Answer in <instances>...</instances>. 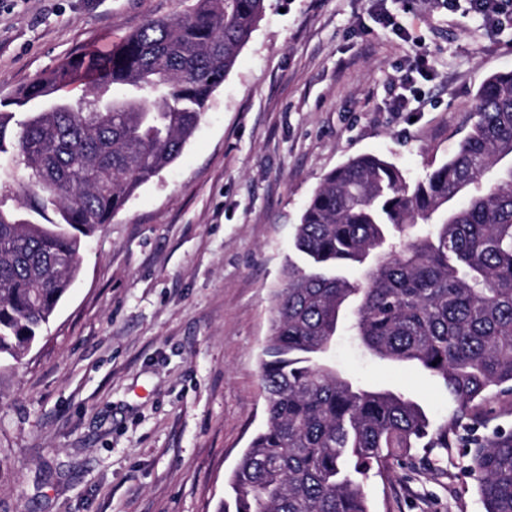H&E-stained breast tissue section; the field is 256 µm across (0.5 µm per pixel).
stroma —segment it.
Here are the masks:
<instances>
[{
  "label": "stroma",
  "instance_id": "obj_1",
  "mask_svg": "<svg viewBox=\"0 0 512 512\" xmlns=\"http://www.w3.org/2000/svg\"><path fill=\"white\" fill-rule=\"evenodd\" d=\"M194 0H0V102ZM389 14L396 36L378 23ZM407 110L391 103L417 56ZM512 71V24L488 32L440 0H268L180 158L87 238L80 275L22 361L0 362V512H214L267 420L259 379L292 233L323 177L385 157L413 180L455 152L483 81ZM345 375L455 404L423 371L339 337ZM448 446L363 482L372 512H484L473 441L512 430V394Z\"/></svg>",
  "mask_w": 512,
  "mask_h": 512
}]
</instances>
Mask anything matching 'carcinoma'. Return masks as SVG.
I'll return each mask as SVG.
<instances>
[{"instance_id":"carcinoma-1","label":"carcinoma","mask_w":512,"mask_h":512,"mask_svg":"<svg viewBox=\"0 0 512 512\" xmlns=\"http://www.w3.org/2000/svg\"><path fill=\"white\" fill-rule=\"evenodd\" d=\"M266 0H196L101 53L66 58L0 112V154L22 171L27 214L0 205V360L41 337L92 236L182 154ZM76 81L77 98L49 100ZM100 97L97 111L89 102ZM457 151L410 180L378 155L327 175L304 209L259 365L266 427L218 512H371L360 481L410 449L448 447L494 388L512 392V72L489 77ZM349 265L357 276L336 271ZM338 336L416 366L456 402L436 428L413 400L326 360ZM485 512H512V433L470 450Z\"/></svg>"}]
</instances>
